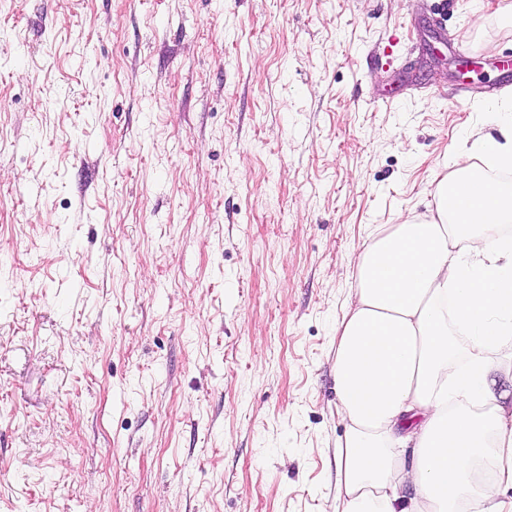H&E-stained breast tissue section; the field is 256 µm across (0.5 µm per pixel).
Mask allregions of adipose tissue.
<instances>
[{
  "instance_id": "1",
  "label": "adipose tissue",
  "mask_w": 512,
  "mask_h": 512,
  "mask_svg": "<svg viewBox=\"0 0 512 512\" xmlns=\"http://www.w3.org/2000/svg\"><path fill=\"white\" fill-rule=\"evenodd\" d=\"M471 165L432 183L421 220L379 228L356 264V286L333 342L337 512H512V413L486 387L512 342V185L475 159L512 167V136L463 145ZM411 442L401 466L391 446ZM413 485L403 503L399 487Z\"/></svg>"
}]
</instances>
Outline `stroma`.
Returning a JSON list of instances; mask_svg holds the SVG:
<instances>
[{"label":"stroma","instance_id":"1","mask_svg":"<svg viewBox=\"0 0 512 512\" xmlns=\"http://www.w3.org/2000/svg\"><path fill=\"white\" fill-rule=\"evenodd\" d=\"M512 0H0V512H336L381 224L512 111Z\"/></svg>","mask_w":512,"mask_h":512}]
</instances>
